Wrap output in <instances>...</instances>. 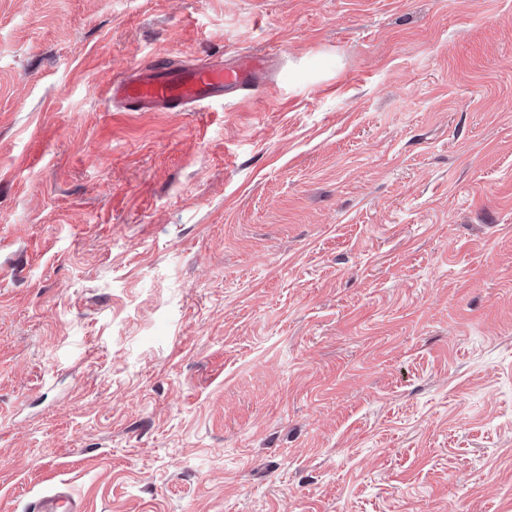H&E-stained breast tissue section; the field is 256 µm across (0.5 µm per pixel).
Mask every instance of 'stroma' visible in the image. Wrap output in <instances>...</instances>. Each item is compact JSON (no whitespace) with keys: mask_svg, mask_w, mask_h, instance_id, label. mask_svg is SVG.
<instances>
[{"mask_svg":"<svg viewBox=\"0 0 512 512\" xmlns=\"http://www.w3.org/2000/svg\"><path fill=\"white\" fill-rule=\"evenodd\" d=\"M275 82L115 112L158 56ZM512 512V0H0V512ZM31 512H84L83 503L66 490H55L37 498Z\"/></svg>","mask_w":512,"mask_h":512,"instance_id":"obj_1","label":"stroma"}]
</instances>
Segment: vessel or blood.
I'll use <instances>...</instances> for the list:
<instances>
[{
  "mask_svg": "<svg viewBox=\"0 0 512 512\" xmlns=\"http://www.w3.org/2000/svg\"><path fill=\"white\" fill-rule=\"evenodd\" d=\"M280 52L275 45L262 56L242 55L232 62L213 57L192 65L160 56L113 79L109 100L129 112H184L228 93L265 86L270 60ZM31 512H84V506L70 492L55 490L37 498Z\"/></svg>",
  "mask_w": 512,
  "mask_h": 512,
  "instance_id": "vessel-or-blood-1",
  "label": "vessel or blood"
}]
</instances>
